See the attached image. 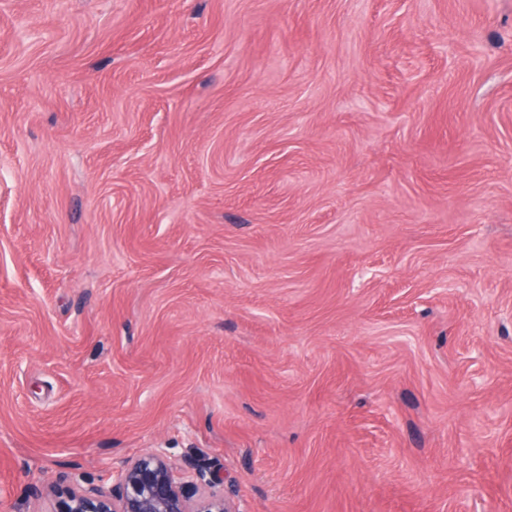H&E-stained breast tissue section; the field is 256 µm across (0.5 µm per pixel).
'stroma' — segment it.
Returning a JSON list of instances; mask_svg holds the SVG:
<instances>
[{"label": "stroma", "instance_id": "1", "mask_svg": "<svg viewBox=\"0 0 512 512\" xmlns=\"http://www.w3.org/2000/svg\"><path fill=\"white\" fill-rule=\"evenodd\" d=\"M151 448L512 512V0H0V512Z\"/></svg>", "mask_w": 512, "mask_h": 512}]
</instances>
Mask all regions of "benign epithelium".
<instances>
[{"label": "benign epithelium", "instance_id": "1", "mask_svg": "<svg viewBox=\"0 0 512 512\" xmlns=\"http://www.w3.org/2000/svg\"><path fill=\"white\" fill-rule=\"evenodd\" d=\"M51 512H239L224 496V478L212 472L199 483L178 474L166 450L153 448L117 471L112 489L69 486Z\"/></svg>", "mask_w": 512, "mask_h": 512}]
</instances>
